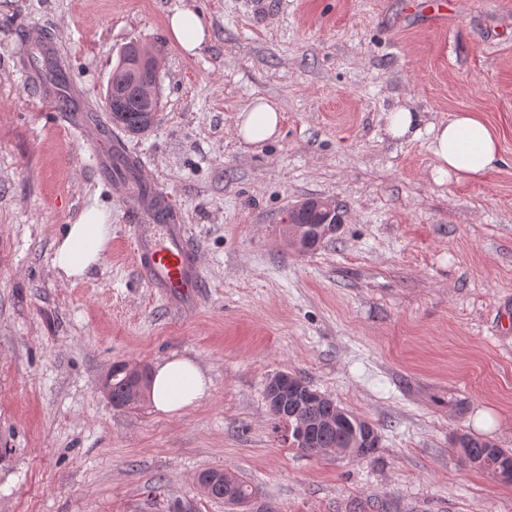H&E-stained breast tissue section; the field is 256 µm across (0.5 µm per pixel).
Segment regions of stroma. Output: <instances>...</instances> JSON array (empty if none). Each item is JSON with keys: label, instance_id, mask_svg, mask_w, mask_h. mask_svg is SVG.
<instances>
[{"label": "stroma", "instance_id": "1", "mask_svg": "<svg viewBox=\"0 0 512 512\" xmlns=\"http://www.w3.org/2000/svg\"><path fill=\"white\" fill-rule=\"evenodd\" d=\"M252 2L0 0V512H229L198 487L210 469L279 512H512V484L454 442L512 448V0H451L439 22L411 0H275L259 17ZM178 8L210 25L197 54L168 33ZM32 25L60 36L99 107L123 46L161 48L158 121L124 141L201 256L193 312L138 276L130 205L29 89ZM258 97L281 133L252 145L234 118ZM403 105L479 113L504 165L435 183L426 138L385 132ZM310 198L343 222L299 252L282 226ZM90 205L112 236L68 280L52 244ZM174 355L210 379L192 409L118 410L99 389L114 365ZM280 371L376 425L378 450L292 448L265 399Z\"/></svg>", "mask_w": 512, "mask_h": 512}]
</instances>
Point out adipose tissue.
I'll use <instances>...</instances> for the list:
<instances>
[{
	"label": "adipose tissue",
	"instance_id": "obj_1",
	"mask_svg": "<svg viewBox=\"0 0 512 512\" xmlns=\"http://www.w3.org/2000/svg\"><path fill=\"white\" fill-rule=\"evenodd\" d=\"M171 38L188 53L195 52L210 38L202 15L185 8L167 17ZM281 114L266 99L259 98L235 117V130L248 143L278 137ZM385 132L394 139L427 138L436 164L435 182L449 180L479 182L503 162L499 137L477 113L460 112L451 119L425 121L422 113L401 106L385 116ZM109 239L104 214L97 207L84 209L78 221L69 225L54 243V264L68 278L79 279L95 266ZM209 380L196 361L175 357L159 364L153 374L152 400L156 410L174 414L196 405L207 393Z\"/></svg>",
	"mask_w": 512,
	"mask_h": 512
}]
</instances>
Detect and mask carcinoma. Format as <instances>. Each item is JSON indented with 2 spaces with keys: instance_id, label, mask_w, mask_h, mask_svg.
Segmentation results:
<instances>
[{
  "instance_id": "cac0c4a2",
  "label": "carcinoma",
  "mask_w": 512,
  "mask_h": 512,
  "mask_svg": "<svg viewBox=\"0 0 512 512\" xmlns=\"http://www.w3.org/2000/svg\"><path fill=\"white\" fill-rule=\"evenodd\" d=\"M142 54L146 56L138 67H133L131 58ZM157 52L139 49L130 43L120 53L107 87L112 89V124L131 135H139L157 122L160 106L149 108L141 100L139 86L143 80L153 77L152 62ZM318 201L310 200L300 209L289 213L286 233H291L294 224H317L320 212L316 211ZM112 406L116 409H131L139 405L145 396H136L127 374L120 370L112 372ZM310 385L299 375L288 373V382L283 386L288 393V401H304L305 391ZM275 420L288 426V441L292 447L305 454L314 455L324 448H354L357 439L364 431L376 429V426L362 416L351 411L342 417L339 426L325 425L336 420V400L327 397L304 406V418L299 420L288 416L275 417ZM460 448V458L464 465L479 469L492 478L512 484V448H501L495 443L471 434H460L456 438Z\"/></svg>"
}]
</instances>
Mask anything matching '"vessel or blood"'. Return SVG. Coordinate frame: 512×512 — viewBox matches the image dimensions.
<instances>
[{"mask_svg":"<svg viewBox=\"0 0 512 512\" xmlns=\"http://www.w3.org/2000/svg\"><path fill=\"white\" fill-rule=\"evenodd\" d=\"M26 35L38 62L60 60L58 39L43 27H30ZM27 80L49 111L73 113L76 129L92 158L94 174L107 183L118 181L132 206L130 231L139 276L172 308L181 312L195 310L206 286L204 270L168 197L150 183L144 167H137L134 176L117 178L113 166L124 150L123 142L70 81H46L32 71Z\"/></svg>","mask_w":512,"mask_h":512,"instance_id":"1","label":"vessel or blood"}]
</instances>
